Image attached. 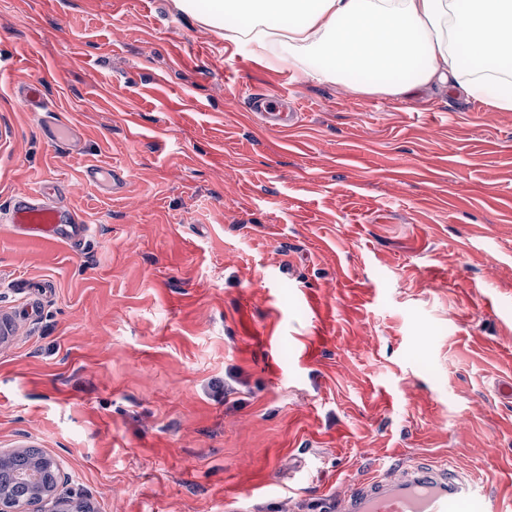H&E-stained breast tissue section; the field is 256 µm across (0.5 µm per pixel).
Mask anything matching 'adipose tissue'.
Here are the masks:
<instances>
[{"label":"adipose tissue","instance_id":"obj_1","mask_svg":"<svg viewBox=\"0 0 512 512\" xmlns=\"http://www.w3.org/2000/svg\"><path fill=\"white\" fill-rule=\"evenodd\" d=\"M271 66L401 101L454 91L512 112V0H173ZM477 60L484 75L463 76Z\"/></svg>","mask_w":512,"mask_h":512}]
</instances>
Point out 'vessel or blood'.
<instances>
[{
	"instance_id": "obj_1",
	"label": "vessel or blood",
	"mask_w": 512,
	"mask_h": 512,
	"mask_svg": "<svg viewBox=\"0 0 512 512\" xmlns=\"http://www.w3.org/2000/svg\"><path fill=\"white\" fill-rule=\"evenodd\" d=\"M14 230L54 238L61 225L68 236L83 238L87 225L75 223L61 205L39 203L32 191L15 196L10 211ZM333 512H492L493 505L479 476L459 472L448 464H425L395 473L379 470L376 477L336 500Z\"/></svg>"
}]
</instances>
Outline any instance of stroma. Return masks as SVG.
Instances as JSON below:
<instances>
[{
	"label": "stroma",
	"mask_w": 512,
	"mask_h": 512,
	"mask_svg": "<svg viewBox=\"0 0 512 512\" xmlns=\"http://www.w3.org/2000/svg\"><path fill=\"white\" fill-rule=\"evenodd\" d=\"M30 188L90 235L15 232ZM508 383L512 112L272 69L172 0H0V450L88 512H326L442 459L499 501Z\"/></svg>",
	"instance_id": "35a3bbf8"
}]
</instances>
